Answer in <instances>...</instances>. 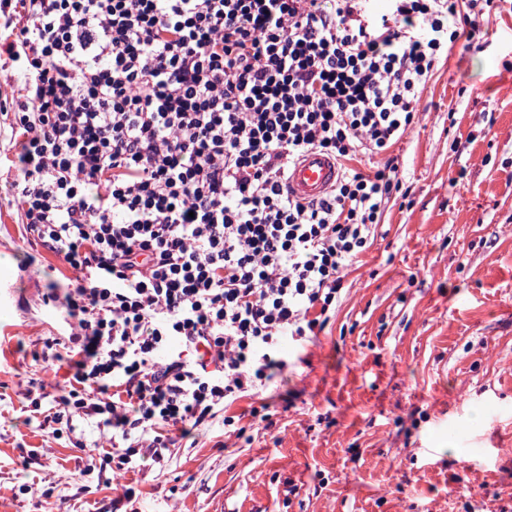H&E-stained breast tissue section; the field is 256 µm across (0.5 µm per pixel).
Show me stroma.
<instances>
[{
	"label": "stroma",
	"instance_id": "35a3bbf8",
	"mask_svg": "<svg viewBox=\"0 0 512 512\" xmlns=\"http://www.w3.org/2000/svg\"><path fill=\"white\" fill-rule=\"evenodd\" d=\"M0 62V166L16 152ZM401 183L325 328L224 417L116 474L93 416L45 424L71 352L51 286L76 274L0 185V512H512V0H491L420 94ZM40 409H33V402ZM258 415H249V408Z\"/></svg>",
	"mask_w": 512,
	"mask_h": 512
}]
</instances>
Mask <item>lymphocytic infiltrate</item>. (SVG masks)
Instances as JSON below:
<instances>
[{
  "label": "lymphocytic infiltrate",
  "mask_w": 512,
  "mask_h": 512,
  "mask_svg": "<svg viewBox=\"0 0 512 512\" xmlns=\"http://www.w3.org/2000/svg\"><path fill=\"white\" fill-rule=\"evenodd\" d=\"M0 0L24 91L7 183L78 277L61 409L98 415L126 472L288 367L329 319L400 184L390 149L459 0ZM341 174L292 198L304 153ZM233 425V417L224 419Z\"/></svg>",
  "instance_id": "1"
}]
</instances>
